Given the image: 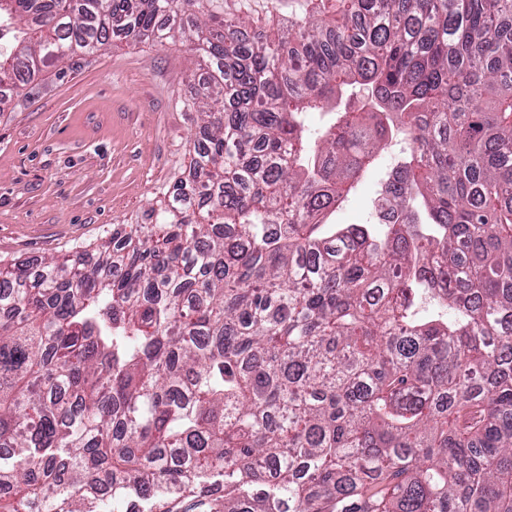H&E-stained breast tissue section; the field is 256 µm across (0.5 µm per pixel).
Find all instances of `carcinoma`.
<instances>
[{
    "instance_id": "obj_1",
    "label": "carcinoma",
    "mask_w": 512,
    "mask_h": 512,
    "mask_svg": "<svg viewBox=\"0 0 512 512\" xmlns=\"http://www.w3.org/2000/svg\"><path fill=\"white\" fill-rule=\"evenodd\" d=\"M206 0H8L0 88ZM196 50L154 222L0 269V512H512V0H335ZM349 99L311 132L305 118ZM392 223L331 225L392 145Z\"/></svg>"
}]
</instances>
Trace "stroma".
Segmentation results:
<instances>
[{
    "mask_svg": "<svg viewBox=\"0 0 512 512\" xmlns=\"http://www.w3.org/2000/svg\"><path fill=\"white\" fill-rule=\"evenodd\" d=\"M312 0H207L261 41ZM204 75L183 34L143 36L50 65L0 106V266L81 250L96 257L116 224H146L189 176ZM380 170L368 171L331 224L374 221Z\"/></svg>",
    "mask_w": 512,
    "mask_h": 512,
    "instance_id": "stroma-1",
    "label": "stroma"
}]
</instances>
